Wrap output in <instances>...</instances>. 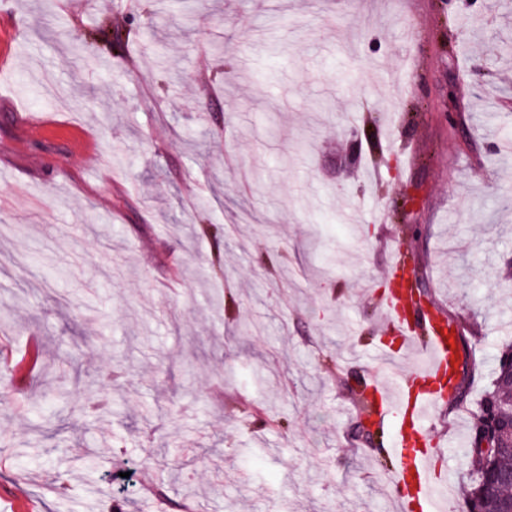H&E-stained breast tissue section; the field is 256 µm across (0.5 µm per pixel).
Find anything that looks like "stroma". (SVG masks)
I'll list each match as a JSON object with an SVG mask.
<instances>
[{
    "label": "stroma",
    "instance_id": "35a3bbf8",
    "mask_svg": "<svg viewBox=\"0 0 512 512\" xmlns=\"http://www.w3.org/2000/svg\"><path fill=\"white\" fill-rule=\"evenodd\" d=\"M507 141L512 0H0V512H399L375 296L417 264L490 385ZM357 404L359 406V415L353 428V434L357 438L371 439V431L364 423V420H370V417L373 415V401L361 390L357 398Z\"/></svg>",
    "mask_w": 512,
    "mask_h": 512
}]
</instances>
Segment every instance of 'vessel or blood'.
<instances>
[{
  "instance_id": "1",
  "label": "vessel or blood",
  "mask_w": 512,
  "mask_h": 512,
  "mask_svg": "<svg viewBox=\"0 0 512 512\" xmlns=\"http://www.w3.org/2000/svg\"><path fill=\"white\" fill-rule=\"evenodd\" d=\"M406 286L389 290L379 301L399 344L417 346L422 356L409 367H398L387 353L377 357L369 386L381 403L375 416L390 436L395 458L392 484L403 512H446L443 493L430 464L436 443L429 421L439 404L438 390L453 368L447 314L409 304Z\"/></svg>"
}]
</instances>
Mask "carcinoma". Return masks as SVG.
<instances>
[{"label":"carcinoma","mask_w":512,"mask_h":512,"mask_svg":"<svg viewBox=\"0 0 512 512\" xmlns=\"http://www.w3.org/2000/svg\"><path fill=\"white\" fill-rule=\"evenodd\" d=\"M512 341L505 342L494 357L493 378L475 403L473 424L464 448V512H512ZM469 391L463 384L448 390V410L468 407ZM358 420L353 434L371 438L366 421L373 415V401L359 393Z\"/></svg>","instance_id":"1"}]
</instances>
